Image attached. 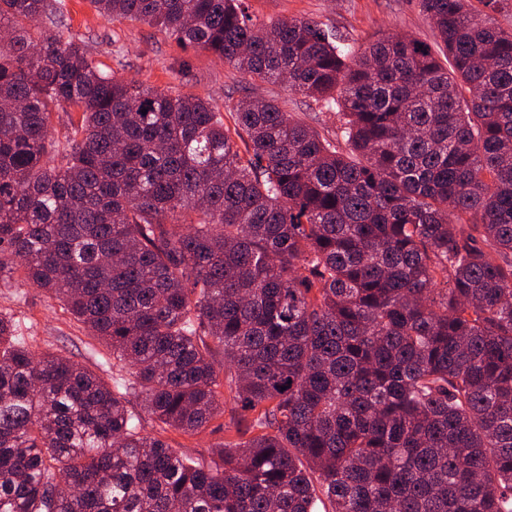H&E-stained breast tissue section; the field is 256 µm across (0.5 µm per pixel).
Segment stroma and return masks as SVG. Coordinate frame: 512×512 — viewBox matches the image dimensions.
Masks as SVG:
<instances>
[{"label": "stroma", "mask_w": 512, "mask_h": 512, "mask_svg": "<svg viewBox=\"0 0 512 512\" xmlns=\"http://www.w3.org/2000/svg\"><path fill=\"white\" fill-rule=\"evenodd\" d=\"M72 30L106 71L143 87L210 99H274L282 111L335 135L336 116L284 83H260L204 50L179 45L157 28L136 21L102 18L89 0H65ZM251 15L263 19L310 18L362 44L384 34L433 42L431 20L419 0H246ZM9 313L18 335L38 354L61 353L103 379L112 377V358L91 332L67 314L61 303L31 285L0 278V313ZM224 418L189 436L175 430L165 439L179 454L210 458L225 437Z\"/></svg>", "instance_id": "35a3bbf8"}]
</instances>
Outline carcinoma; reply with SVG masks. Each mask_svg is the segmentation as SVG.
Listing matches in <instances>:
<instances>
[{
  "label": "carcinoma",
  "instance_id": "carcinoma-1",
  "mask_svg": "<svg viewBox=\"0 0 512 512\" xmlns=\"http://www.w3.org/2000/svg\"><path fill=\"white\" fill-rule=\"evenodd\" d=\"M90 2L338 126L118 80L65 0H0V276L112 353L0 314V512H512V31L419 0L435 45L353 54L241 0ZM227 410L217 462L142 427ZM9 313L31 350L61 353L112 383V356L91 332L71 318L61 303L31 285L0 278V313Z\"/></svg>",
  "mask_w": 512,
  "mask_h": 512
}]
</instances>
